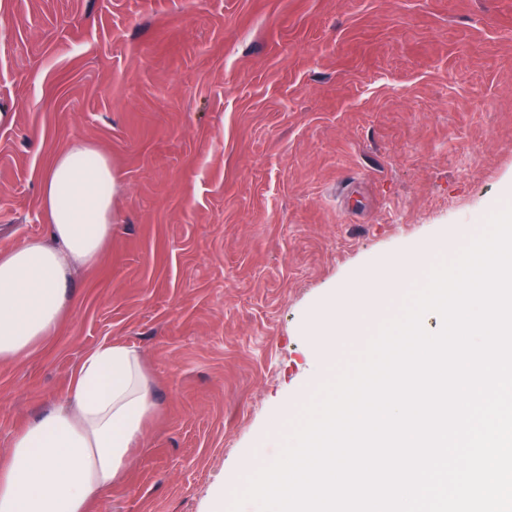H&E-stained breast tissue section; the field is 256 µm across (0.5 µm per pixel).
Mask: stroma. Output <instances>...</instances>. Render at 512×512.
I'll return each instance as SVG.
<instances>
[{
  "mask_svg": "<svg viewBox=\"0 0 512 512\" xmlns=\"http://www.w3.org/2000/svg\"><path fill=\"white\" fill-rule=\"evenodd\" d=\"M0 253L45 235L41 178L82 140L119 178L69 313L0 363V460L100 343L156 409L92 512H213L423 277L316 364L311 323L387 257H454L512 204V0H0ZM286 420H278V413Z\"/></svg>",
  "mask_w": 512,
  "mask_h": 512,
  "instance_id": "stroma-1",
  "label": "stroma"
}]
</instances>
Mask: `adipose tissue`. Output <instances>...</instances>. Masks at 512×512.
I'll return each instance as SVG.
<instances>
[{"label":"adipose tissue","mask_w":512,"mask_h":512,"mask_svg":"<svg viewBox=\"0 0 512 512\" xmlns=\"http://www.w3.org/2000/svg\"><path fill=\"white\" fill-rule=\"evenodd\" d=\"M118 184L110 160L72 142L50 163L41 183L48 237L0 253V362L30 355L52 336L72 298L76 269L99 262L112 241V198ZM438 244L395 255L358 290L331 298L314 327L318 356L336 343V315L366 308L373 290L414 279ZM155 402L131 348L104 342L83 357L65 403L14 433L0 463V512H90L121 475Z\"/></svg>","instance_id":"adipose-tissue-1"}]
</instances>
